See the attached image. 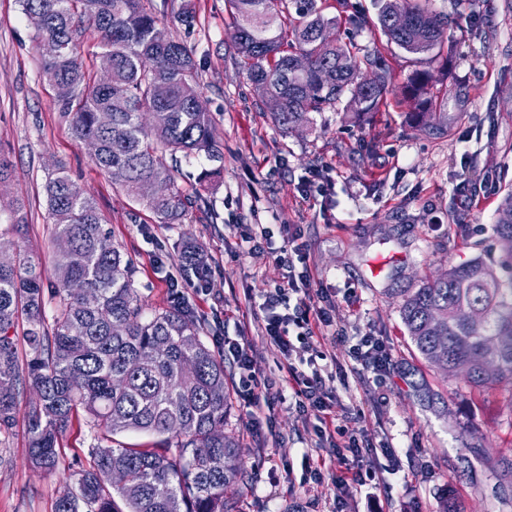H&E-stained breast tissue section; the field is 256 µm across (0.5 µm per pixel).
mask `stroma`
Segmentation results:
<instances>
[{
  "label": "stroma",
  "mask_w": 512,
  "mask_h": 512,
  "mask_svg": "<svg viewBox=\"0 0 512 512\" xmlns=\"http://www.w3.org/2000/svg\"><path fill=\"white\" fill-rule=\"evenodd\" d=\"M167 31L201 61L198 80L214 117L222 158L182 163L177 183L192 204L181 223L159 224L112 183L74 140L54 87L43 79L32 31L19 0H0V153L14 168L6 198L26 204L25 246L38 258L46 285L54 274V226L45 211L48 172L64 169L102 214L111 241L131 257L132 278L146 310L167 307L170 277L187 280L184 298L209 345L245 335L265 378L279 377V354L264 334L253 300L280 283L283 271L268 253L249 254L242 227L261 224L273 246L296 236L304 245L314 287L338 302L336 321L347 332H371L388 346L392 365L382 380L357 382L348 344L336 345L333 371L341 410L353 429L367 417L375 452L365 467L375 484L352 488L345 512H437L454 492L467 512H512V383L484 392L465 377L447 378L426 364L401 321L407 290L481 256L498 260L493 235L501 197L512 189V0H429L447 16V62L431 66L433 91L448 100V130L432 135L406 122L401 87L412 68L405 54H387L393 87L379 112L361 121L336 105L315 115L311 128L285 131L260 105L235 50L225 0H143ZM189 7L191 26L177 14ZM372 0H322L336 18L338 40L386 44L380 31L353 32L352 9ZM220 169L214 182L202 172ZM319 171L322 196L302 201L297 185ZM479 203L465 204L462 177ZM188 242L207 259L208 284L190 287L177 246ZM164 266H156L155 256ZM352 292L353 304L343 302ZM238 395L224 415L226 432L243 447L245 482L230 512H333L336 487L324 479L310 491L305 458L316 451L315 410L300 411L292 390L265 407L259 433ZM95 432L85 415L73 418L60 441L63 465L88 462ZM388 452H379L381 443ZM24 421L0 442V512H53L62 475L31 469Z\"/></svg>",
  "instance_id": "stroma-1"
}]
</instances>
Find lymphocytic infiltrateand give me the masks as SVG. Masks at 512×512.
Masks as SVG:
<instances>
[{
	"label": "lymphocytic infiltrate",
	"mask_w": 512,
	"mask_h": 512,
	"mask_svg": "<svg viewBox=\"0 0 512 512\" xmlns=\"http://www.w3.org/2000/svg\"><path fill=\"white\" fill-rule=\"evenodd\" d=\"M302 247L295 239L274 251L283 267L281 283L260 296L265 333L282 356L279 369L281 381L292 387L296 396L318 411L316 435L323 455L308 459L306 465L315 477L331 474L337 488L346 490L354 485L374 481L373 472L363 468L362 429L348 430L338 423L337 396L328 386L320 369L305 372L307 358L328 360L331 354L314 343L316 332L327 329L332 341H345L343 329L336 326V304L322 289L313 287L308 271H296L294 259L301 256ZM224 354L232 358L238 369L237 393L252 413H261L272 399V382L263 380L257 361L245 337H225Z\"/></svg>",
	"instance_id": "1"
}]
</instances>
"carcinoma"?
<instances>
[{
	"mask_svg": "<svg viewBox=\"0 0 512 512\" xmlns=\"http://www.w3.org/2000/svg\"><path fill=\"white\" fill-rule=\"evenodd\" d=\"M33 40L61 46L42 60L45 79L74 87L62 103L74 139L96 141L92 157L112 182L150 210L160 224L188 211L191 199L176 180L178 164L222 154L215 120L195 108L203 95L193 52L169 34L142 0H19ZM237 29L236 51L254 92L284 130L313 124V114L340 102L361 118L378 111L392 87L391 67L378 50L356 59L346 45L327 41L336 18L319 0H226ZM375 17L355 11L346 22L359 31L379 28L387 43L412 56L415 69L404 94L414 126L447 131L445 103L430 91L427 65L444 56L447 18L424 0H373ZM112 56V88L99 86L85 60L83 33ZM300 55L304 70L293 67ZM111 113L107 126L98 123ZM165 187L145 196L141 184ZM47 214L55 227L52 313L33 254L18 241H0V437L20 413V390L37 394L24 413L29 462L53 473L61 467L60 439L78 411L107 437L127 431L157 437L154 448L90 450L89 467L55 503V512H229L227 494L245 477L242 445L224 431L227 391L224 356L199 336L184 300L147 316L132 280V260L110 240L95 200L68 174L46 181ZM27 224L15 199L11 225ZM494 233L499 265L480 257L407 293L402 323L423 360L447 377L468 364L470 383L484 391L512 379V193L499 205ZM26 324L29 348L20 359L15 326ZM494 362L492 375L481 366Z\"/></svg>",
	"mask_w": 512,
	"mask_h": 512,
	"instance_id": "obj_1",
	"label": "carcinoma"
}]
</instances>
